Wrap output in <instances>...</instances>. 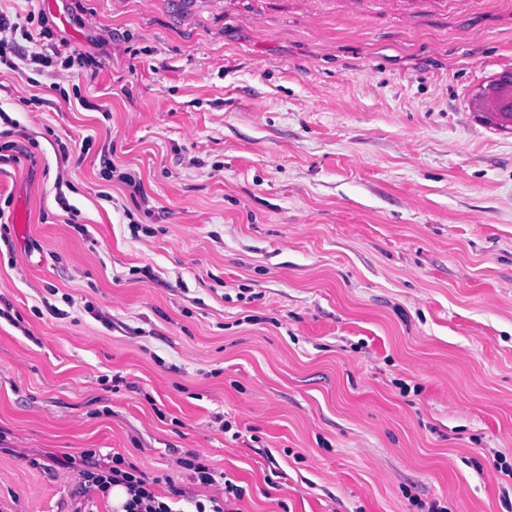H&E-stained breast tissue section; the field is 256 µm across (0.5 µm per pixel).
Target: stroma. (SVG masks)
<instances>
[{
  "label": "stroma",
  "mask_w": 512,
  "mask_h": 512,
  "mask_svg": "<svg viewBox=\"0 0 512 512\" xmlns=\"http://www.w3.org/2000/svg\"><path fill=\"white\" fill-rule=\"evenodd\" d=\"M0 13V512H74L97 448L179 512L191 458L229 512H512V0ZM219 477L223 480L222 492L218 491L216 495L209 498L211 507L206 510L205 505L202 502H195V511L192 512H224V504L226 503V494H233L234 498L241 499L243 490L241 487L233 484L229 480H224V474L220 473Z\"/></svg>",
  "instance_id": "1"
}]
</instances>
